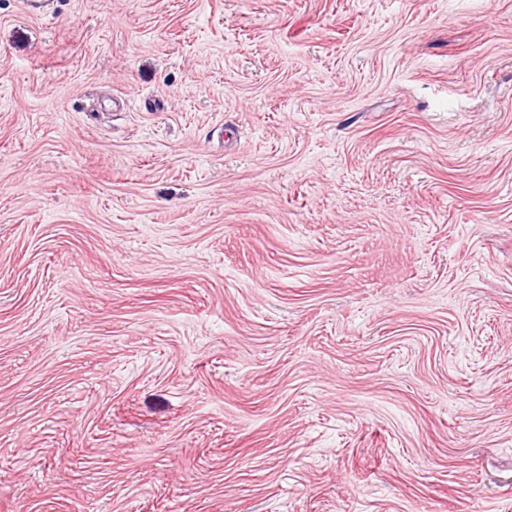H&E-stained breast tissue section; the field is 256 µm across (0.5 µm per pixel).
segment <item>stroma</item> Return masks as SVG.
<instances>
[{"label": "stroma", "mask_w": 512, "mask_h": 512, "mask_svg": "<svg viewBox=\"0 0 512 512\" xmlns=\"http://www.w3.org/2000/svg\"><path fill=\"white\" fill-rule=\"evenodd\" d=\"M0 512H512V0H0Z\"/></svg>", "instance_id": "stroma-1"}]
</instances>
